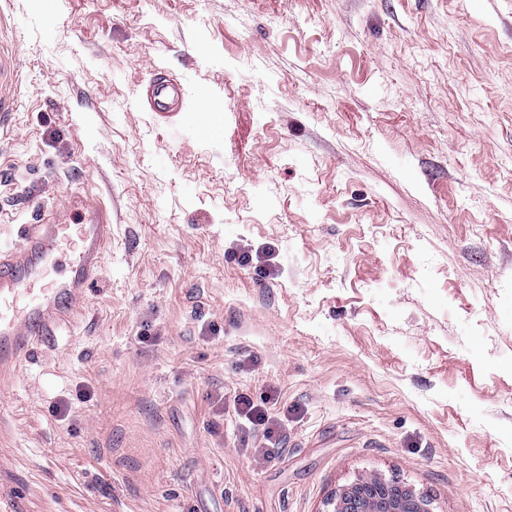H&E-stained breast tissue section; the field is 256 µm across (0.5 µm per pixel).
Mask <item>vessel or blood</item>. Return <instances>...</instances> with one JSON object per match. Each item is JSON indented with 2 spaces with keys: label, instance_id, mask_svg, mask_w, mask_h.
I'll return each mask as SVG.
<instances>
[{
  "label": "vessel or blood",
  "instance_id": "obj_1",
  "mask_svg": "<svg viewBox=\"0 0 512 512\" xmlns=\"http://www.w3.org/2000/svg\"><path fill=\"white\" fill-rule=\"evenodd\" d=\"M150 107L170 112L181 105L178 85L153 81ZM20 247L0 250V387L50 336L77 312L96 282L112 227L91 224H25ZM67 254L64 276H56L59 254ZM0 512H27L26 483L12 478L0 487Z\"/></svg>",
  "mask_w": 512,
  "mask_h": 512
}]
</instances>
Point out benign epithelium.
Instances as JSON below:
<instances>
[{
  "instance_id": "obj_1",
  "label": "benign epithelium",
  "mask_w": 512,
  "mask_h": 512,
  "mask_svg": "<svg viewBox=\"0 0 512 512\" xmlns=\"http://www.w3.org/2000/svg\"><path fill=\"white\" fill-rule=\"evenodd\" d=\"M330 505V512H432L430 501L381 475L353 481Z\"/></svg>"
}]
</instances>
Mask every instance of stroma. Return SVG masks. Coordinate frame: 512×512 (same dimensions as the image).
I'll use <instances>...</instances> for the list:
<instances>
[{
	"label": "stroma",
	"instance_id": "1",
	"mask_svg": "<svg viewBox=\"0 0 512 512\" xmlns=\"http://www.w3.org/2000/svg\"><path fill=\"white\" fill-rule=\"evenodd\" d=\"M0 67V247L115 237L0 395L33 512H512V0H0ZM148 98L153 111L170 112L180 107L182 92L178 85L157 79L150 84ZM235 410L238 416L243 417L252 426H261L266 437V444L275 450V446L280 443V439L273 442L272 439L279 436V432L272 416L260 404L255 403L252 398L246 394H240L235 398ZM327 512H432L430 501L381 475L359 478L331 499Z\"/></svg>",
	"mask_w": 512,
	"mask_h": 512
}]
</instances>
